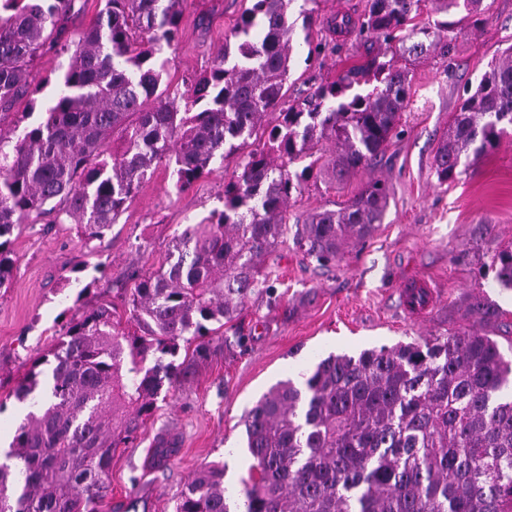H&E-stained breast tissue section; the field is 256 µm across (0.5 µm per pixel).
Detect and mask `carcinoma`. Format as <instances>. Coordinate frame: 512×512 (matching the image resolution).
I'll return each instance as SVG.
<instances>
[{"mask_svg": "<svg viewBox=\"0 0 512 512\" xmlns=\"http://www.w3.org/2000/svg\"><path fill=\"white\" fill-rule=\"evenodd\" d=\"M78 0H0V289L11 285L12 236L30 218L69 222L87 241L112 228L153 168L174 165L184 191L211 165L235 163L224 209L188 224L165 261L125 297L130 317L101 303L70 321L50 357L14 392L32 400L0 464V512H98L112 455L152 417L164 385L186 374L182 348L237 320L248 302L277 304L261 258L286 242L292 193L309 178L334 189L381 156L408 104V63L451 49L487 21L485 0H367L358 29L377 54L304 96L287 99L295 0H252L210 69L181 91L161 57L179 43L185 0H104L88 26ZM303 0V42L315 8ZM67 55L45 118L26 124L45 54ZM403 59L401 65L398 59ZM28 99L29 111L4 126ZM267 139L248 152L266 118ZM512 133V50L480 78L448 125L433 167L455 180ZM331 147L332 151L325 150ZM306 162L301 171L290 167ZM390 188L367 181L339 209L295 224L293 244L327 265L383 223ZM512 289V250L492 257ZM217 327H211V324ZM512 360L486 335L454 332L357 356L330 354L302 380L280 381L244 418L252 463L232 499L224 466L188 479L175 512H512Z\"/></svg>", "mask_w": 512, "mask_h": 512, "instance_id": "1", "label": "carcinoma"}]
</instances>
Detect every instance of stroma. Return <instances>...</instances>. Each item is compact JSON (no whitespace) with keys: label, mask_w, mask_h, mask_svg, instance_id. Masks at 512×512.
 <instances>
[{"label":"stroma","mask_w":512,"mask_h":512,"mask_svg":"<svg viewBox=\"0 0 512 512\" xmlns=\"http://www.w3.org/2000/svg\"><path fill=\"white\" fill-rule=\"evenodd\" d=\"M488 22L479 35L458 38L450 53L435 50L411 68L402 130L371 168L336 189L306 184L293 194L289 222L334 209L367 179L388 182L391 198L376 232L327 267L303 258L293 244L268 257L283 298L243 311L247 334L232 328L211 336L206 356L159 401L138 437L117 449L111 494L101 512H174L188 477L220 462L224 485L239 496L251 458L243 418L278 381L293 378L328 354H359L456 331L488 334L512 357V291L500 288L493 254L512 247V137L472 163L454 181L439 184L432 169L437 141L447 130L465 88L478 84L492 59L512 46V0H485ZM251 0H186L180 42L169 56L173 83L209 69L224 37ZM313 30L328 48L308 58L299 45L287 81L289 96L317 87L339 70L376 53L356 35ZM233 165L214 164L187 192L175 187L171 167L159 165L103 238L85 242L67 224L27 223L13 234L14 277L0 290V437L13 438L26 411L13 393L32 362L52 349L65 325L101 301H120L133 288L131 272L165 258L183 225L222 210L224 180ZM426 282L434 296L422 319L403 303V284ZM494 305L488 321L474 315L475 299ZM175 447L166 468L155 465L157 441Z\"/></svg>","instance_id":"stroma-1"}]
</instances>
